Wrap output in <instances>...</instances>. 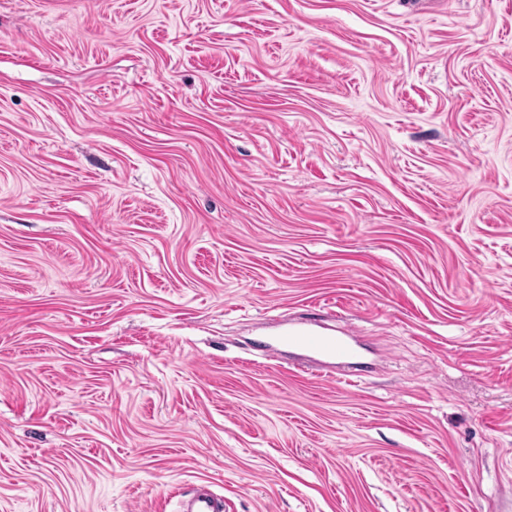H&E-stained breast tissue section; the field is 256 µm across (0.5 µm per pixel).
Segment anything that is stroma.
Instances as JSON below:
<instances>
[{"label":"stroma","instance_id":"stroma-1","mask_svg":"<svg viewBox=\"0 0 512 512\" xmlns=\"http://www.w3.org/2000/svg\"><path fill=\"white\" fill-rule=\"evenodd\" d=\"M202 483L512 512V0H0V512ZM277 340L281 344L301 349L316 362L320 376L331 380H341L335 374L336 362L333 361L348 360L355 355L349 338L327 335L312 327L288 328Z\"/></svg>","mask_w":512,"mask_h":512}]
</instances>
